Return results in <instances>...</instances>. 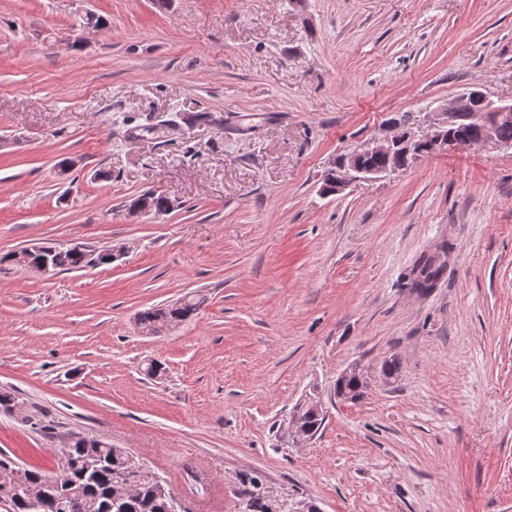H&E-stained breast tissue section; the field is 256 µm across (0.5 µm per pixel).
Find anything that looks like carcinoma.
Here are the masks:
<instances>
[{
	"label": "carcinoma",
	"mask_w": 512,
	"mask_h": 512,
	"mask_svg": "<svg viewBox=\"0 0 512 512\" xmlns=\"http://www.w3.org/2000/svg\"><path fill=\"white\" fill-rule=\"evenodd\" d=\"M449 133L460 142L476 141L483 130L474 125L466 113L457 112L450 120ZM496 140L512 147V117H501L493 122ZM148 200L156 213L171 209L167 197L146 192L131 205L138 211L143 200ZM57 271H73L89 264L107 265L106 251L90 257L89 250L72 248L67 244L45 246ZM204 302L198 294H187L178 301L156 312L149 309L141 314L140 328L149 335H157L196 316ZM63 462L56 471L30 467L15 471L16 464L0 454V499L11 502L12 512H171L168 496L154 482H145L120 499L118 509L111 510V499L118 491L119 478L131 468L133 457L121 448L100 440L73 437L62 450ZM56 484L46 488L42 501L31 502L28 489L43 485L48 480ZM240 495L245 502V512H267L266 502L258 491L257 478L248 477L242 482Z\"/></svg>",
	"instance_id": "carcinoma-1"
}]
</instances>
